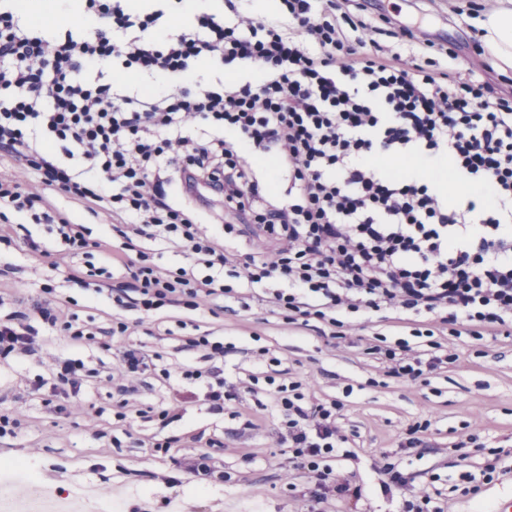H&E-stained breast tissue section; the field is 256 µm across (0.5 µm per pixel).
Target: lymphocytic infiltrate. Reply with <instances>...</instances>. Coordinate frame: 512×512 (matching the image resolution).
<instances>
[{"label": "lymphocytic infiltrate", "mask_w": 512, "mask_h": 512, "mask_svg": "<svg viewBox=\"0 0 512 512\" xmlns=\"http://www.w3.org/2000/svg\"><path fill=\"white\" fill-rule=\"evenodd\" d=\"M78 2L87 27L51 39L0 6V148L47 189L32 194L0 181V217L20 212L46 225L68 280L99 294L107 265L120 266L134 297L115 301L146 318L232 294L223 246L163 188L174 165L189 190L210 186L223 193L225 210L253 224L268 250L247 255L241 276L251 285L283 281L269 302L287 322L338 328L344 313L395 310L415 322L433 319L429 337L447 328L479 337L512 325V97L476 78L434 72L447 48L401 68L379 40L383 27L337 14L335 0H280L283 23L255 17L244 27L227 25L224 14L238 12L239 0H224L225 12L201 11L165 29L161 11L129 0ZM243 61L261 67L257 83L125 95L99 79L107 64L180 76L200 63L231 73ZM58 150L81 159L82 170L58 163ZM411 154L447 157L459 180L489 184L495 203L451 204L429 181L376 164L382 155ZM257 157L287 172L286 199L256 178ZM55 195L110 217L120 244L90 239L85 225L55 208ZM152 243L177 249L184 266L154 263ZM92 250L102 267L76 264ZM33 313L74 342L100 334L60 320L56 304L40 301L0 320V357L37 354ZM186 347L210 366L183 368L182 382L206 387L212 410L223 411V342L206 332ZM368 352L403 382L458 360L415 352L404 339L379 340ZM156 370L148 351L120 350L112 371L119 422H128L130 395ZM267 383L282 416L280 441L315 480L311 501L360 500L361 488L336 480L328 464L349 454L337 425L342 403L315 400L299 381ZM379 472L384 489L406 493L402 512H445L439 474L429 476L432 491L418 493L394 464Z\"/></svg>", "instance_id": "1"}]
</instances>
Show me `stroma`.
<instances>
[{
  "mask_svg": "<svg viewBox=\"0 0 512 512\" xmlns=\"http://www.w3.org/2000/svg\"><path fill=\"white\" fill-rule=\"evenodd\" d=\"M341 8L360 10L372 21L386 16L416 22L420 41L453 51L449 71L479 77L496 92L512 94V71L497 72L491 59L475 49L476 15L466 0H343ZM0 258L10 264L0 272V290L31 301L44 287H53L82 324L100 329L111 327L121 313L131 320L128 343L156 353L158 368L172 375L168 383L146 376L135 404L160 408L176 390L186 399L181 420L165 425L154 416L140 418L131 433H124L117 426L108 379L117 361L115 348L97 341L77 345L39 326L40 358H0V394L23 420L17 437L0 439V512H310L301 495L310 477L289 464L278 443V412L264 383L275 371L308 381L318 399L344 405L339 424L352 436V454L332 460L331 466L339 478L361 487L363 497L356 503H325L326 512H399L401 492L386 493L380 486L377 466L383 450L415 476L427 469L456 474L451 446L463 433L478 434L488 445L512 453V335L477 340L436 333V341L458 355L456 365L424 381L400 382L366 355L365 345L378 337L404 338L425 350L424 340L414 337L413 325L405 321L352 318L342 337L331 339L315 328L286 324L271 312L267 286L238 285L222 307L211 305L201 313L171 307L137 326L133 311H122L111 296L64 281L49 257L29 252L19 239L0 241ZM206 330L229 348L224 388L236 397L220 414L211 411L204 390L178 382L184 366L202 363L199 353L185 350L186 337ZM61 354L97 371L81 388L82 411L56 413L64 397L34 388L51 377L47 360ZM273 357L279 367L270 366ZM423 420L431 423L430 450L420 456L402 442L407 427ZM164 438L175 441L168 452L148 448V441ZM211 438L224 442L214 461L228 479L200 487L182 463L205 453ZM511 493L512 470L475 495L445 492L443 506L445 512H492L497 499Z\"/></svg>",
  "mask_w": 512,
  "mask_h": 512,
  "instance_id": "obj_1",
  "label": "stroma"
}]
</instances>
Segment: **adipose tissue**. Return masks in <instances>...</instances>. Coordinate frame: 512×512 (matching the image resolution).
<instances>
[{"label": "adipose tissue", "instance_id": "obj_1", "mask_svg": "<svg viewBox=\"0 0 512 512\" xmlns=\"http://www.w3.org/2000/svg\"><path fill=\"white\" fill-rule=\"evenodd\" d=\"M480 40L498 71L512 70V0H493L491 6L477 19ZM383 169L392 174H410L430 180L448 201L467 195L481 201H491L488 185H462L448 175V162L443 158L415 156L394 163L389 158L379 160Z\"/></svg>", "mask_w": 512, "mask_h": 512}]
</instances>
